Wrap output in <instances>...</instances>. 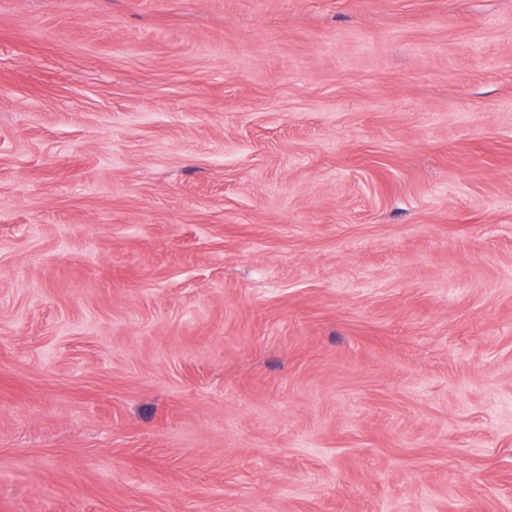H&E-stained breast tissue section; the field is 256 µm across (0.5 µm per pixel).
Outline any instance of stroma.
<instances>
[{"label":"stroma","mask_w":512,"mask_h":512,"mask_svg":"<svg viewBox=\"0 0 512 512\" xmlns=\"http://www.w3.org/2000/svg\"><path fill=\"white\" fill-rule=\"evenodd\" d=\"M0 512H512V0H0Z\"/></svg>","instance_id":"stroma-1"}]
</instances>
